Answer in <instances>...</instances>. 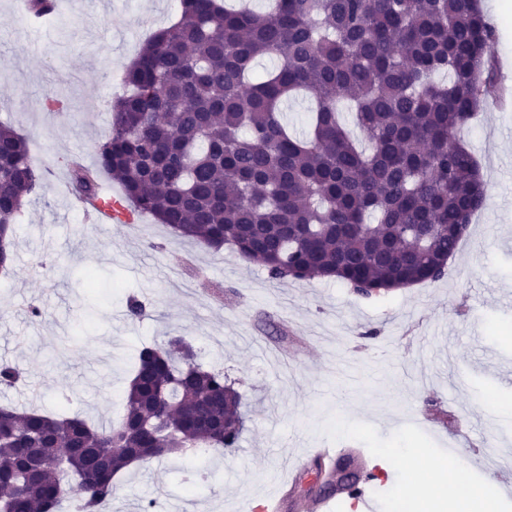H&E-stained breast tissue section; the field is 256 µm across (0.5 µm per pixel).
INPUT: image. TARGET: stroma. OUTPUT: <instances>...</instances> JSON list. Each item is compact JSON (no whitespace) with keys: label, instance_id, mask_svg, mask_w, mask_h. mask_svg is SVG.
Segmentation results:
<instances>
[{"label":"stroma","instance_id":"1","mask_svg":"<svg viewBox=\"0 0 512 512\" xmlns=\"http://www.w3.org/2000/svg\"><path fill=\"white\" fill-rule=\"evenodd\" d=\"M492 51L512 84V0H482ZM179 16L173 0H60L25 31L16 0H0V121L31 140L44 180L14 225L0 275V362L23 383L0 406H66L115 419L141 344L181 336L244 398L237 447L189 461L172 454L130 466L106 512H253L278 489L288 457L315 448H367L379 512H394L436 473L411 474L404 455L449 449L497 512H512L486 462L512 460V107L487 105L460 138L488 177L487 204L448 261V273L363 297L321 278L269 279L231 248L178 237L150 215L135 228L100 227L71 204L70 161L90 165L126 88V59ZM64 103L48 109L47 97ZM136 296L147 314L127 313Z\"/></svg>","mask_w":512,"mask_h":512}]
</instances>
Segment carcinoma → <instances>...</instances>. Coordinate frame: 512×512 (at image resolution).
Here are the masks:
<instances>
[{
	"instance_id": "obj_1",
	"label": "carcinoma",
	"mask_w": 512,
	"mask_h": 512,
	"mask_svg": "<svg viewBox=\"0 0 512 512\" xmlns=\"http://www.w3.org/2000/svg\"><path fill=\"white\" fill-rule=\"evenodd\" d=\"M494 40L479 0H271L263 12L181 0L126 68L111 132L92 166L71 165L72 192L96 203L101 177L115 178L122 195L106 202L229 245L278 281L335 279L366 297L438 282L487 203L458 133L500 93ZM263 58L274 65L258 75ZM301 92L314 107L297 134L283 108ZM40 180L28 138L0 125L3 269ZM183 344L136 348L106 427L0 406V512H58L68 474L77 512H105L131 464L235 447L240 394ZM346 458L314 461L317 495L358 484L339 475Z\"/></svg>"
}]
</instances>
